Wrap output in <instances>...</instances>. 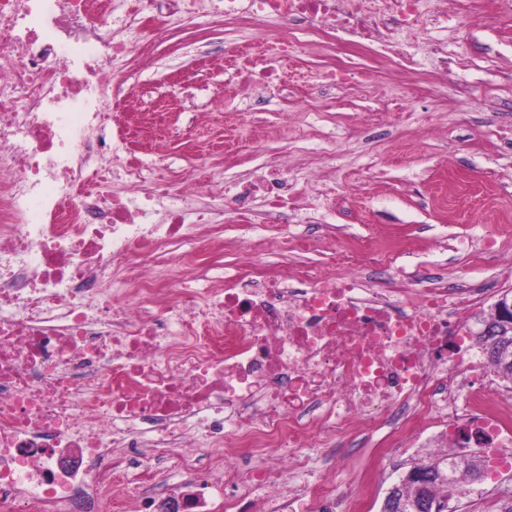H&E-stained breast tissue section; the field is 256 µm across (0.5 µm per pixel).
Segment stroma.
<instances>
[{
    "label": "stroma",
    "instance_id": "1",
    "mask_svg": "<svg viewBox=\"0 0 512 512\" xmlns=\"http://www.w3.org/2000/svg\"><path fill=\"white\" fill-rule=\"evenodd\" d=\"M215 2L175 29L169 45L147 50L123 85V97L138 111L154 112L176 91L180 73L207 72L185 94L179 135L166 145L170 181L178 182L202 162L228 182L250 173L271 160L258 150V141L282 128L299 142L288 156L295 176L305 175L324 142L336 150L325 178L335 194L322 209V223L302 224L288 214L274 223L240 224L226 215L224 250L214 255L215 265L233 274L249 240L262 237L268 242V268L320 266L334 242L377 233L397 242L421 269L450 282L491 281L498 294L512 289V268L450 248L459 236L495 234L512 249V147L484 134L492 123L512 127V28H492L476 13L471 63L451 75L436 97L420 86L392 85L374 72L362 86L316 94L312 88L324 60L306 56L301 64H284V86H270L264 101L248 111L243 103L249 91L238 83L234 61L257 59L263 40L247 26L225 34L219 9L224 0ZM383 111L387 121L373 126L376 140L366 142L352 116ZM289 236L303 238V245L283 248ZM443 446L438 434L429 446L394 451L376 474L367 512H381L387 488Z\"/></svg>",
    "mask_w": 512,
    "mask_h": 512
}]
</instances>
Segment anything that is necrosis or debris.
I'll return each mask as SVG.
<instances>
[{"instance_id":"obj_1","label":"necrosis or debris","mask_w":512,"mask_h":512,"mask_svg":"<svg viewBox=\"0 0 512 512\" xmlns=\"http://www.w3.org/2000/svg\"><path fill=\"white\" fill-rule=\"evenodd\" d=\"M197 7L0 0V512H154V489L179 493V512H364L370 482L338 500L343 478L316 459L356 433L384 457L444 425L508 449L512 469V389L467 343L487 286L347 242L327 272L269 271L253 245L213 275L219 215L312 204L331 148L307 176L268 164L230 195L202 168L144 189L110 127L113 90ZM471 14V0H224L225 27L254 26L280 58L327 46L333 89L362 82L364 53L418 82L427 57L464 67L436 33ZM370 266L379 280L361 278Z\"/></svg>"}]
</instances>
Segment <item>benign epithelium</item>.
<instances>
[{
    "mask_svg": "<svg viewBox=\"0 0 512 512\" xmlns=\"http://www.w3.org/2000/svg\"><path fill=\"white\" fill-rule=\"evenodd\" d=\"M480 328L473 334L475 344L484 346L485 355L492 360L501 373L512 372V292H503L492 305V312L487 317L478 318ZM436 479V474L422 467L410 469L402 482L393 485L386 498L393 512H402L406 508L404 485L414 484L420 491ZM412 507L417 512H448V502H431L426 497H414Z\"/></svg>",
    "mask_w": 512,
    "mask_h": 512,
    "instance_id": "obj_1",
    "label": "benign epithelium"
}]
</instances>
